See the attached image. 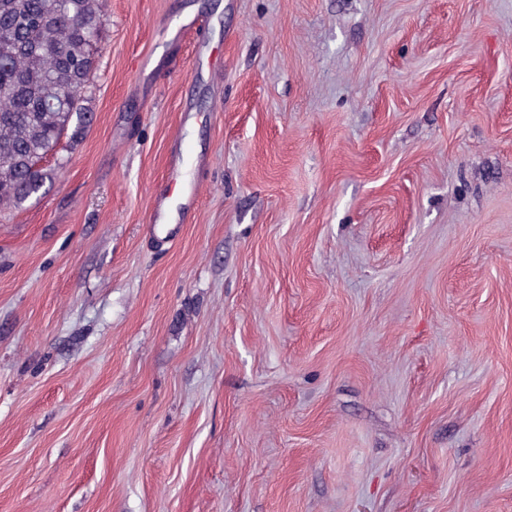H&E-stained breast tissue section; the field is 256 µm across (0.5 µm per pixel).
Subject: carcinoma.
<instances>
[{"mask_svg":"<svg viewBox=\"0 0 512 512\" xmlns=\"http://www.w3.org/2000/svg\"><path fill=\"white\" fill-rule=\"evenodd\" d=\"M106 25L104 0H0L1 211L54 179L40 162L89 122L81 100Z\"/></svg>","mask_w":512,"mask_h":512,"instance_id":"carcinoma-1","label":"carcinoma"}]
</instances>
